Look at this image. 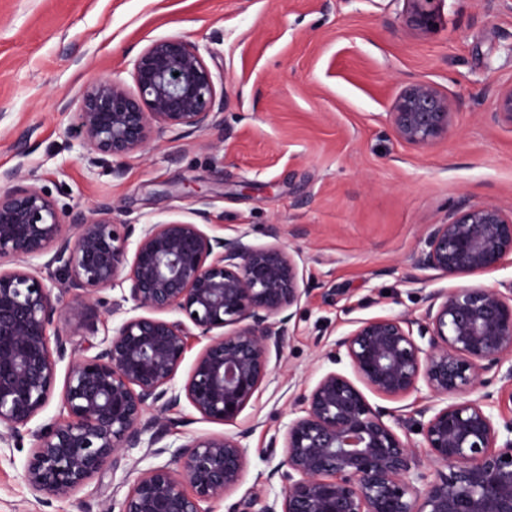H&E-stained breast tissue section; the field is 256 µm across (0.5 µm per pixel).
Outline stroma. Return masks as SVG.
I'll use <instances>...</instances> for the list:
<instances>
[{
	"label": "stroma",
	"mask_w": 512,
	"mask_h": 512,
	"mask_svg": "<svg viewBox=\"0 0 512 512\" xmlns=\"http://www.w3.org/2000/svg\"><path fill=\"white\" fill-rule=\"evenodd\" d=\"M401 0H0V172L35 176L59 205L110 204L121 224L189 221L210 234L277 230L300 251L307 292L272 360V380L240 415L248 429L245 486L278 462L268 444L300 395L328 369L329 346L356 321L420 317L422 291L453 280L414 268L427 225L457 207L512 214V126L492 116L512 86V10L494 0H445L428 32L404 22ZM197 43L224 87L219 125L168 132L121 163L91 164L71 105L103 77L131 82L151 40ZM428 81L455 105L448 138L401 141L385 116L407 84ZM119 290L100 292L96 338L111 334ZM65 299L54 329L84 356L90 332ZM171 440L220 434L188 403L168 411ZM33 446L0 442V512H113L135 478L172 453L119 452L82 489L40 504L25 481Z\"/></svg>",
	"instance_id": "35a3bbf8"
}]
</instances>
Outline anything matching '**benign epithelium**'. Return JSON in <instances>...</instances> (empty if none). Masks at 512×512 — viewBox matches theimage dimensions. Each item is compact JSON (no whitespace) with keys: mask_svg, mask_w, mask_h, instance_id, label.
I'll list each match as a JSON object with an SVG mask.
<instances>
[{"mask_svg":"<svg viewBox=\"0 0 512 512\" xmlns=\"http://www.w3.org/2000/svg\"><path fill=\"white\" fill-rule=\"evenodd\" d=\"M407 24L430 30L444 0H403ZM135 90L114 78L92 82L77 106L78 134L93 162L141 153L165 131L213 126L224 93L199 46L184 36L151 41L133 59ZM454 104L431 82L397 96L386 122L402 141L427 147L448 137ZM495 120L512 126V86L494 100ZM0 192V441L30 435L25 478L38 498L67 497L121 450L160 443L181 398L206 420L234 425L288 339L290 310L306 293L301 253L242 232L226 239L201 222L118 224L112 207L64 209L12 171ZM137 235L134 251L129 239ZM512 256V216L471 205L430 224L413 266L458 279L495 270ZM59 276L55 295L42 270ZM120 288L136 314L95 354L72 361L62 388L63 420L29 428L52 399L69 335L48 329L62 295L91 309ZM422 319H361L326 352L353 376L325 371L291 409L282 460L271 471L281 496L254 485L230 512H512V415L508 399L471 395L512 357V284L457 286L424 298ZM169 312L179 320L165 317ZM231 331L226 332L224 328ZM195 335L207 343L179 388L174 379ZM425 385L436 403L415 410L431 469L419 465L403 415L374 406L365 391L403 400ZM499 413H494V409ZM247 432L201 435L177 450L181 467L142 472L118 512H216L244 481Z\"/></svg>","mask_w":512,"mask_h":512,"instance_id":"benign-epithelium-1","label":"benign epithelium"}]
</instances>
